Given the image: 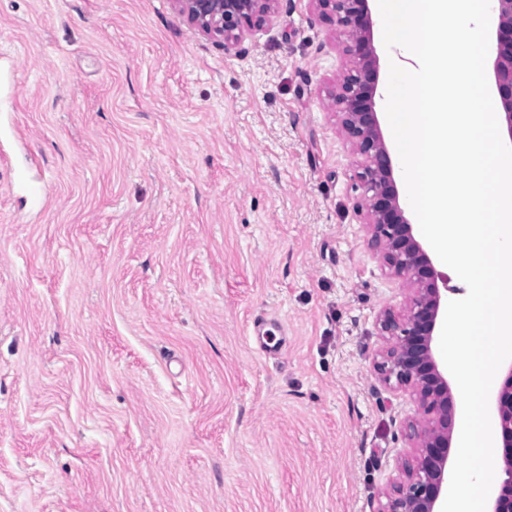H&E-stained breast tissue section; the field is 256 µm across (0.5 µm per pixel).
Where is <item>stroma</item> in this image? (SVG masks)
<instances>
[{
	"instance_id": "obj_1",
	"label": "stroma",
	"mask_w": 512,
	"mask_h": 512,
	"mask_svg": "<svg viewBox=\"0 0 512 512\" xmlns=\"http://www.w3.org/2000/svg\"><path fill=\"white\" fill-rule=\"evenodd\" d=\"M343 39L313 0L241 57L173 0H0V512L384 504L422 411L374 368L406 291Z\"/></svg>"
}]
</instances>
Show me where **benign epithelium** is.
<instances>
[{
    "label": "benign epithelium",
    "instance_id": "1",
    "mask_svg": "<svg viewBox=\"0 0 512 512\" xmlns=\"http://www.w3.org/2000/svg\"><path fill=\"white\" fill-rule=\"evenodd\" d=\"M187 21L224 43V53L242 54L243 42L270 22L280 0H175ZM321 18L346 33L343 54L350 66L330 92L342 130L362 157L356 177L363 190L371 245L392 277L408 288L403 313L380 317L387 345L375 368L381 379L407 388L424 418L409 423L413 448L403 464L405 479L384 492L378 512H441L448 492L456 400L448 373L439 365L434 342L448 300L442 279L406 216L377 112L380 59L374 45L369 0H314ZM493 74L499 102L512 140V0H497ZM497 422L503 442V473L489 512H512V362L496 396Z\"/></svg>",
    "mask_w": 512,
    "mask_h": 512
}]
</instances>
